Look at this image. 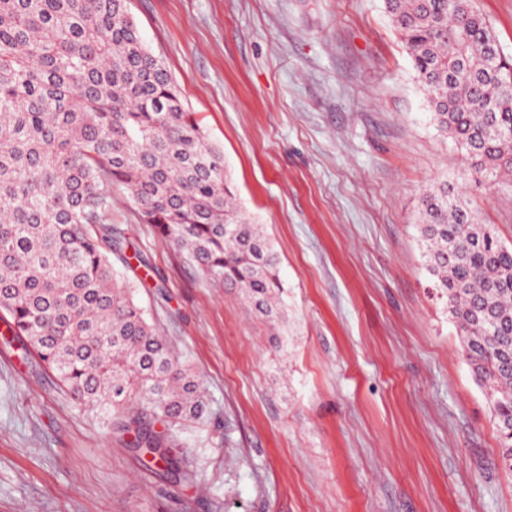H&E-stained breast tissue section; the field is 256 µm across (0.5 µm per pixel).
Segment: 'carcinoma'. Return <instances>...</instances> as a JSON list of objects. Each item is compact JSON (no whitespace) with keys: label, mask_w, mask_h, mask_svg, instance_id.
<instances>
[{"label":"carcinoma","mask_w":512,"mask_h":512,"mask_svg":"<svg viewBox=\"0 0 512 512\" xmlns=\"http://www.w3.org/2000/svg\"><path fill=\"white\" fill-rule=\"evenodd\" d=\"M437 130L471 178L512 177V58L473 0H386ZM213 286L281 318L278 256L233 203L224 153L145 45L127 0H0V312L60 389L180 469L172 428L205 390L112 271V187ZM432 288L445 300L512 470V248L469 208L420 199ZM165 430L156 432L153 423Z\"/></svg>","instance_id":"obj_1"}]
</instances>
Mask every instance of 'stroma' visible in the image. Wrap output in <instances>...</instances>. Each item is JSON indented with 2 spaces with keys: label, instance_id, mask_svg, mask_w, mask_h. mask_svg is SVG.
I'll return each instance as SVG.
<instances>
[{
  "label": "stroma",
  "instance_id": "1",
  "mask_svg": "<svg viewBox=\"0 0 512 512\" xmlns=\"http://www.w3.org/2000/svg\"><path fill=\"white\" fill-rule=\"evenodd\" d=\"M277 253L284 315L202 280L112 192L117 277L200 376L173 455L101 434L0 342V512H512L485 391L431 275L419 199L447 185L512 247V181H472L384 0H129ZM131 266H124V258Z\"/></svg>",
  "mask_w": 512,
  "mask_h": 512
}]
</instances>
